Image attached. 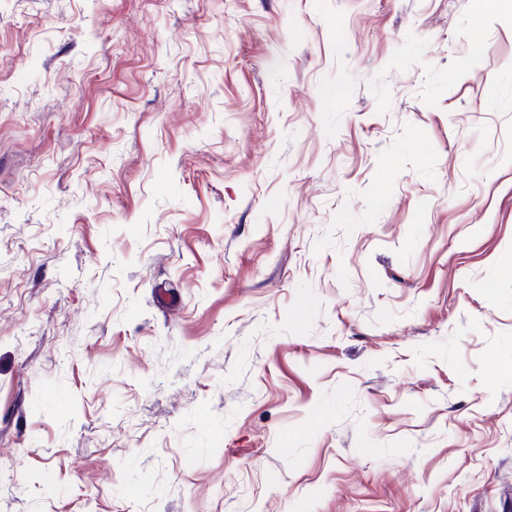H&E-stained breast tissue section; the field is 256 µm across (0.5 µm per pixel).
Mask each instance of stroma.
I'll return each mask as SVG.
<instances>
[{"mask_svg":"<svg viewBox=\"0 0 512 512\" xmlns=\"http://www.w3.org/2000/svg\"><path fill=\"white\" fill-rule=\"evenodd\" d=\"M0 512H512L507 0H0Z\"/></svg>","mask_w":512,"mask_h":512,"instance_id":"obj_1","label":"stroma"}]
</instances>
